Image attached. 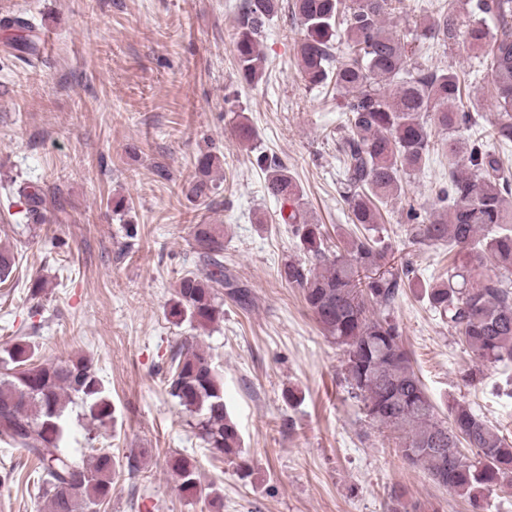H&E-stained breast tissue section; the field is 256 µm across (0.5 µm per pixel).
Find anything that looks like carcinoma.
I'll list each match as a JSON object with an SVG mask.
<instances>
[{"label":"carcinoma","instance_id":"carcinoma-1","mask_svg":"<svg viewBox=\"0 0 512 512\" xmlns=\"http://www.w3.org/2000/svg\"><path fill=\"white\" fill-rule=\"evenodd\" d=\"M403 0H292L285 5L300 22L295 45L300 73L312 87L336 86L344 93L345 116L338 139L340 195L355 230L347 245L329 250L323 225L311 223L302 190L276 157L261 150L259 135L243 111L229 109L231 135L256 153L265 173L264 189L280 204V220L292 224L309 259L288 261L278 272L301 289L308 311L325 337L341 351L348 393L362 403L370 423L396 435L397 451L416 472L454 493L469 497L473 512H485L484 492L512 487V441L471 406L454 403L449 422L414 369L403 331L390 316L415 270L387 268L389 246L372 234L382 207L406 195L407 178L422 173L433 154L448 159V186L438 192L444 206L424 219L407 211L413 246L446 244L462 254L448 277L421 289L422 298L448 322L460 345L481 367L512 361V173L499 151L512 145V0H448L409 32L448 47L463 36L493 81L498 119L491 129L480 122L476 101L466 97V74L427 67L407 55L405 36L390 27ZM282 0H244L237 18L233 51L241 82L252 86L265 76L262 50L266 25L282 12ZM14 46L38 55L32 24L17 17ZM223 159L203 152L185 184L187 195L215 192L213 172ZM28 225L46 221L48 189L22 182L16 189ZM193 246L204 265L178 279L169 315L177 322L206 327L224 317L217 288L240 303L249 291L224 270V235L216 224H196ZM18 268L14 253L0 249V283ZM36 346L24 338L0 350V442L25 451L37 462V488L48 512H80L104 505L121 471L112 452L94 446L87 463L66 451V412L79 400L100 422L112 418L93 361L81 356L35 360ZM167 394L189 412L188 425L215 459L251 476L250 459L238 426L224 404V385L212 355L186 341L172 354ZM472 449L464 456L459 445ZM166 466L181 492L221 508V497L200 480L196 461L169 456ZM406 492L388 493L387 512H426Z\"/></svg>","mask_w":512,"mask_h":512}]
</instances>
